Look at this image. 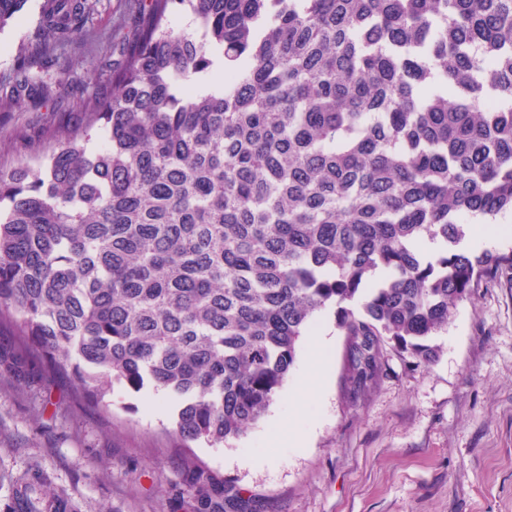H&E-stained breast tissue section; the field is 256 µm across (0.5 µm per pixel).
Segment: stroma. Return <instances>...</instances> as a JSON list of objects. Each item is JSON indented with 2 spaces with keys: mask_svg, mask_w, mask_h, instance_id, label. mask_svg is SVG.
Returning a JSON list of instances; mask_svg holds the SVG:
<instances>
[{
  "mask_svg": "<svg viewBox=\"0 0 512 512\" xmlns=\"http://www.w3.org/2000/svg\"><path fill=\"white\" fill-rule=\"evenodd\" d=\"M43 0H28L0 32V80L12 75ZM135 0H101L81 45L62 51L67 87L57 108L0 111V170L50 149L112 93L113 61L139 23ZM327 334L325 389L297 450L270 440L287 423L314 336ZM439 359L413 365L384 346L375 390L357 404L343 392L346 338L333 311L302 338L294 370L262 419L212 448L180 447L171 403L160 392L117 389L106 405L76 402L65 380L19 378L0 366V512L17 479L37 472L71 512H195L187 463L234 486L256 512H512V268L458 304Z\"/></svg>",
  "mask_w": 512,
  "mask_h": 512,
  "instance_id": "stroma-1",
  "label": "stroma"
}]
</instances>
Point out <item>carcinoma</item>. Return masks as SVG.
I'll return each instance as SVG.
<instances>
[{
	"mask_svg": "<svg viewBox=\"0 0 512 512\" xmlns=\"http://www.w3.org/2000/svg\"><path fill=\"white\" fill-rule=\"evenodd\" d=\"M99 0H44L0 108L46 102ZM26 0H0V30ZM112 95L36 167L0 173V364L103 402L150 386L173 433L244 434L327 309L348 391L387 342L440 356L458 303L512 253L470 220L512 212V0H144ZM190 13L200 35L168 17ZM103 143L90 148L93 135ZM197 512L213 476L190 463ZM224 489L222 512H247ZM10 512H70L47 479Z\"/></svg>",
	"mask_w": 512,
	"mask_h": 512,
	"instance_id": "1",
	"label": "carcinoma"
}]
</instances>
